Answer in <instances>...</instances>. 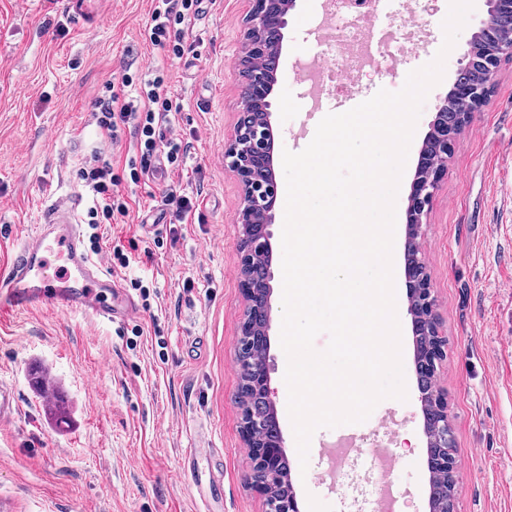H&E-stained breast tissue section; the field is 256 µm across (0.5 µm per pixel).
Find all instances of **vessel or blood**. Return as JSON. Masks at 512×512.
<instances>
[{
    "label": "vessel or blood",
    "instance_id": "vessel-or-blood-1",
    "mask_svg": "<svg viewBox=\"0 0 512 512\" xmlns=\"http://www.w3.org/2000/svg\"><path fill=\"white\" fill-rule=\"evenodd\" d=\"M63 9L82 24L95 22L100 0H62ZM76 201L64 198L47 206L42 224L28 233L8 270L0 272V313L49 305L65 312L90 313L109 322L125 320L133 305L119 296L118 283L84 245L75 224ZM64 261L51 265V255Z\"/></svg>",
    "mask_w": 512,
    "mask_h": 512
}]
</instances>
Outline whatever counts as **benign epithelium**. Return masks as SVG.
I'll return each mask as SVG.
<instances>
[{"label":"benign epithelium","mask_w":512,"mask_h":512,"mask_svg":"<svg viewBox=\"0 0 512 512\" xmlns=\"http://www.w3.org/2000/svg\"><path fill=\"white\" fill-rule=\"evenodd\" d=\"M249 2L251 8L245 17L238 60L242 108L234 137L224 146V163L235 173L243 190L235 224L239 229L238 276L246 301V312L240 326L235 361L239 374L247 377V383L260 386L266 392L275 439L254 445L251 436L258 429V423L246 413H241L242 434L252 461L246 482L266 496L267 512H300L290 471L283 469L288 459L277 420L269 358L254 362L243 359L244 348L256 341L250 332L249 320L259 319L263 326L262 344L269 345L273 274L269 267L259 275L248 276L245 271L253 265L255 255L271 257L270 227L274 222L279 185L274 173V135L269 96L277 81L283 30L296 0ZM509 54L512 55V41L499 44L494 54L481 61L482 80L474 83L464 78L474 64L473 50H468L450 95L468 99L473 107H478L491 90L500 59ZM457 135L458 131L448 125V100L445 99L438 106L423 141L407 207L404 250L407 311L411 316L413 335L425 333L433 336L428 359L422 360V366L415 367V370L422 369L432 374L444 356V341L439 336L433 313V288L424 254L419 249L412 250L410 242L412 237L420 236L423 217L438 189L442 174L448 168V150L452 148ZM418 391L426 437L427 470L430 474L429 512H439L436 505L437 471L457 467L455 457L433 451L438 438L443 446H448V400L435 383L429 387L420 383Z\"/></svg>","instance_id":"7a95c632"}]
</instances>
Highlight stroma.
<instances>
[{
  "label": "stroma",
  "instance_id": "stroma-1",
  "mask_svg": "<svg viewBox=\"0 0 512 512\" xmlns=\"http://www.w3.org/2000/svg\"><path fill=\"white\" fill-rule=\"evenodd\" d=\"M152 0H106L98 24L79 27L60 0H0V269L24 235L41 223L40 204L82 197L77 170L94 154L111 158L128 196L125 221L103 226L115 243L138 239L152 258L114 267L137 309L110 323L49 306L0 314V382L20 409L0 423V512H265L245 481L251 459L241 432L234 361L246 302L238 281L234 216L241 185L224 164L238 113L240 54L247 0H201L184 54L145 38ZM449 0H415L430 33L389 73L363 68L349 94L306 111L298 66L317 55L315 32L334 26L323 0H297L288 16L278 83L270 97L275 156L302 151L325 113L345 112L379 90L399 91L408 73L432 61ZM474 8L445 61L442 82L418 118L396 203L394 252L403 256L406 209L418 153L440 102L451 91L472 35L487 17ZM170 77L172 129L188 146L180 167L153 160L134 184L129 134L100 136L92 105L106 82L141 81L147 62ZM196 198L187 222L171 224L169 190ZM283 208L272 232L271 386L301 512H372L383 483L394 512H428L426 439L414 371V336L405 288L396 291L407 401L385 399L349 425L366 438L389 423L395 465L371 466L367 449L349 458V477L334 482L320 443L300 462L287 409V358L280 345ZM420 246L446 340L438 386L448 399L458 462L456 512H512V57H502L487 101L457 137L448 168L423 219ZM149 299H142V291ZM50 373L67 409L52 413L32 379ZM192 473H184L186 454Z\"/></svg>",
  "mask_w": 512,
  "mask_h": 512
}]
</instances>
